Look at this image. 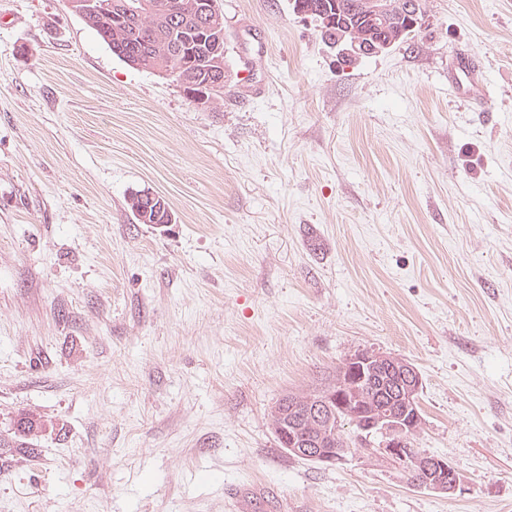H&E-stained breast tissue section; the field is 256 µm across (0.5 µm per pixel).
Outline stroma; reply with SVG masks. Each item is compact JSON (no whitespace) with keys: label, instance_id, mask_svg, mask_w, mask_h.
Returning a JSON list of instances; mask_svg holds the SVG:
<instances>
[{"label":"stroma","instance_id":"stroma-1","mask_svg":"<svg viewBox=\"0 0 512 512\" xmlns=\"http://www.w3.org/2000/svg\"><path fill=\"white\" fill-rule=\"evenodd\" d=\"M224 96L132 68L67 0H0V512H512V0H425L339 66L290 0H219ZM474 52L491 96L448 85ZM165 197L140 224L129 195ZM420 372L417 447L289 456L270 411L357 350ZM144 193H147V192L143 191V192L133 193L129 196L128 201H127L128 207H129L131 213L133 214V216L135 217V219L138 221V223H140V224H160L159 227L164 226V224L172 223V213H171L169 204L166 201V199L162 196H157L158 201L156 203V205L159 204L160 202L163 203L162 205L164 207H163L162 214H161V203H160V208L158 209L156 214L153 210L154 208H152L151 212H150V216L148 217V221L146 219H143V215L141 212V203H142L141 201H142V198L148 197V194H144ZM15 426L14 437L10 440L0 438V447L20 448L24 453L33 454L36 448H32L31 440L46 428L45 422L36 415L25 413L17 418Z\"/></svg>","mask_w":512,"mask_h":512}]
</instances>
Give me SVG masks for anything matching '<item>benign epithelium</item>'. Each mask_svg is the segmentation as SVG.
Here are the masks:
<instances>
[{
    "label": "benign epithelium",
    "instance_id": "benign-epithelium-1",
    "mask_svg": "<svg viewBox=\"0 0 512 512\" xmlns=\"http://www.w3.org/2000/svg\"><path fill=\"white\" fill-rule=\"evenodd\" d=\"M372 29L383 30L396 16L407 17L412 27L422 26L417 0H364L361 4ZM391 44L354 34L338 39L334 48L340 58L379 54ZM422 379L417 368L397 355L360 350L339 366L336 382L320 387L313 396L288 397V412L277 418L288 419L290 454L317 463L336 464L355 456L351 448L333 447L341 425L340 414L351 418L364 448L360 454L379 458L403 474H416L414 484L430 491L454 495L462 490L461 473L445 457L431 456L409 444L408 437L422 425L419 393Z\"/></svg>",
    "mask_w": 512,
    "mask_h": 512
}]
</instances>
